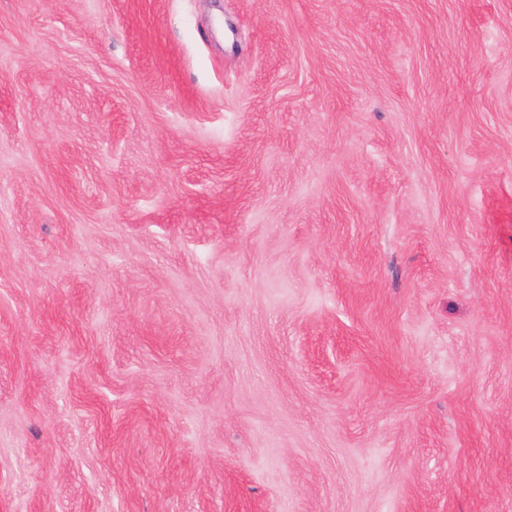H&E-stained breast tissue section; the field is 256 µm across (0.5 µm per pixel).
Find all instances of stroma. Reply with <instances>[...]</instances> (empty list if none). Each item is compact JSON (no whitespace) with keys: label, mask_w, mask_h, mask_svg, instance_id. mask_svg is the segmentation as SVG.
<instances>
[{"label":"stroma","mask_w":512,"mask_h":512,"mask_svg":"<svg viewBox=\"0 0 512 512\" xmlns=\"http://www.w3.org/2000/svg\"><path fill=\"white\" fill-rule=\"evenodd\" d=\"M0 512H512V0H0Z\"/></svg>","instance_id":"35a3bbf8"}]
</instances>
